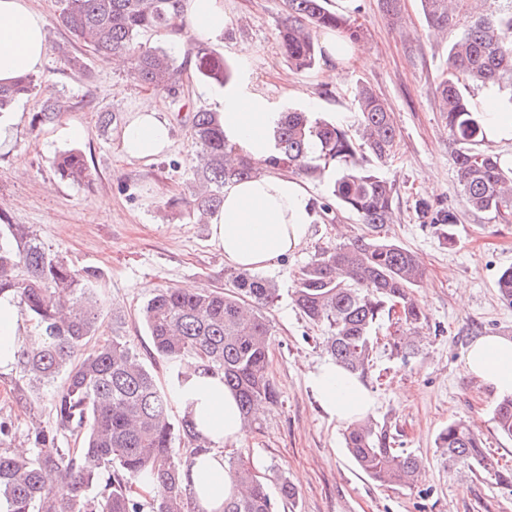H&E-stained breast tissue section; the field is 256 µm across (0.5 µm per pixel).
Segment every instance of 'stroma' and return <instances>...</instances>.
<instances>
[{
	"label": "stroma",
	"mask_w": 512,
	"mask_h": 512,
	"mask_svg": "<svg viewBox=\"0 0 512 512\" xmlns=\"http://www.w3.org/2000/svg\"><path fill=\"white\" fill-rule=\"evenodd\" d=\"M32 5L45 18L50 52L31 96L14 107L13 142L0 152V209L11 223L29 225L46 250L60 253L73 268L104 273L101 332L123 337L142 354L151 340L138 312L156 288L222 287L232 272L211 245L208 226L184 207L168 204L193 179L188 113L222 111L225 98L245 87L261 93L271 111L306 108L326 119L352 115L359 83L387 102L398 136L394 157L381 169L394 187V221L383 233L424 264L416 296L426 320L421 347L404 357L390 352L394 322L380 321L367 387L376 399L373 417L387 423L397 448L423 457L425 470L410 486L369 479L345 448L344 424L328 419L309 385L311 373L330 360L326 330L301 315L291 293L301 269L322 248L365 233V224L340 207L330 220L315 219L308 240L262 273L278 289L265 311L272 325L268 372L278 400L264 406L258 430L224 453L229 459L247 456L270 494H277L280 479H288L297 490L294 512H512V487L497 479L512 471V439L503 437L493 420L497 396L463 366V354L477 338L512 337V306L496 288L500 273L512 266V223H496L462 201L455 147L434 101L448 41L429 35L420 0H401L398 26L380 0H329L330 9L348 12L361 26L358 48L366 60L332 82L325 77V61L305 71L289 66L276 38L285 0H224L233 20L213 48L230 66L228 84L218 87L188 71L174 99L133 82L128 68H113L72 42L56 21L59 0H32ZM242 43L253 49L246 63L235 55ZM68 54L82 57L85 71L71 70L64 60ZM47 85L53 98L66 99L71 107L35 131L32 115L44 103ZM142 105L156 107L172 130L169 152L149 162L127 159L120 151L121 130ZM104 114L112 115L110 126H101ZM72 125L81 128L80 137L66 136ZM71 148L84 152L90 182L74 185L56 176L55 155ZM421 199L453 211L455 223H427L416 209ZM21 383L19 369L0 374V420L12 423L16 442L23 445L33 426L50 427L54 421L48 402L18 398ZM457 420L476 425L488 468L453 465L439 453L437 435Z\"/></svg>",
	"instance_id": "obj_1"
}]
</instances>
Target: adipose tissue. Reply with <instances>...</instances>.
<instances>
[{
	"instance_id": "1",
	"label": "adipose tissue",
	"mask_w": 512,
	"mask_h": 512,
	"mask_svg": "<svg viewBox=\"0 0 512 512\" xmlns=\"http://www.w3.org/2000/svg\"><path fill=\"white\" fill-rule=\"evenodd\" d=\"M230 22L224 0H184L181 35L190 42L216 41ZM47 55L43 15L32 8L30 0H0V83L39 72ZM220 118L225 133L242 153L257 160L269 156L279 115L268 111L259 93L244 91L226 99ZM120 141L128 158L149 161L169 150L171 126L154 107L145 106L132 113ZM314 218L305 184L295 176L270 172L225 186L224 205L210 219V242L223 252L227 265L269 269L305 243ZM25 331L26 323L13 298L1 296L0 372L12 369ZM464 367L494 394L512 396V339L479 338L468 348ZM183 370L190 380L179 405L211 442L208 451L190 459L183 481L205 512H222L225 499L236 492L226 472L224 448L242 434L238 402L222 376L201 373L195 360L184 361ZM310 384L332 420L348 424L374 408L370 390L335 363L319 366Z\"/></svg>"
}]
</instances>
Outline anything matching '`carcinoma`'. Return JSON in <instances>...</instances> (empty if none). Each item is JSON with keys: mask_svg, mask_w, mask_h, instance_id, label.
Instances as JSON below:
<instances>
[{"mask_svg": "<svg viewBox=\"0 0 512 512\" xmlns=\"http://www.w3.org/2000/svg\"><path fill=\"white\" fill-rule=\"evenodd\" d=\"M328 0H286L287 14L279 39L290 67L315 66L324 49L317 33L325 30L356 43L362 29L351 16L327 8ZM427 23L437 32L458 29L448 45L446 74L435 88L439 111L456 145L461 197L477 212L512 220V163L482 148L483 111L460 89L472 83L500 92L509 89L505 105L512 112V0H421ZM181 0H62L57 21L73 39L101 58L126 56L129 76L138 84L174 95L185 67L198 79L225 86L231 78L224 56L198 44L178 61L172 48L139 41L145 32L180 26ZM35 77L24 75L0 85V113L29 96ZM353 120H328L311 112L287 109L273 130V151L262 162L236 153L224 135L218 113H190L194 144L193 182L181 200L199 223L224 205V186L269 170L288 171L313 180L334 173L331 196L313 201L321 218L331 201L356 214L369 232L352 241L323 248L301 271L294 301L303 316L327 328L326 352L359 379L367 377L375 343L373 330L392 313L402 328L393 342L396 353L416 349L411 336L425 320L414 287L424 268L412 251L380 236L393 222V185L380 172L394 154L397 126L385 101L370 87L355 89ZM67 109L57 100L32 116L38 129L58 120ZM58 176L82 184L91 172L77 148L54 161ZM432 224H453L450 210L427 201L416 204ZM5 241H0V296H12L32 328L19 343L16 364L27 380L21 396L49 401L55 429L35 426L28 434L33 451L19 456L10 450L12 426L0 421V512H143L130 494L133 481L148 477L156 496L151 512H205L182 479L190 457L207 442L183 416L175 424V396L189 377L181 371L188 357L205 374L224 375V385L239 399L243 429L257 418L252 409L277 402L268 378L270 323L262 310L277 298L267 279L240 270L228 288H200L187 293L157 289L140 310L151 339L149 358L164 363L163 385L143 357L119 336L99 340L103 310V272L76 270L57 253L45 250L30 227L11 224L0 211ZM501 299L512 304V267L497 280ZM500 434L512 438V396L494 409ZM75 436L76 447L62 448L58 432ZM345 442L361 472L384 485L409 486L425 468L424 459L395 448L386 424L372 416L347 426ZM436 446L453 464L486 466L482 441L473 425L453 421L440 431ZM228 473L243 492L224 500L223 512H276L265 483L240 456ZM57 486L52 496L46 485Z\"/></svg>", "mask_w": 512, "mask_h": 512, "instance_id": "cac0c4a2", "label": "carcinoma"}]
</instances>
